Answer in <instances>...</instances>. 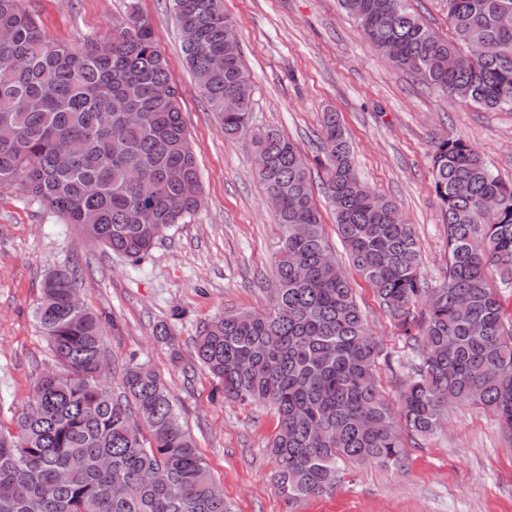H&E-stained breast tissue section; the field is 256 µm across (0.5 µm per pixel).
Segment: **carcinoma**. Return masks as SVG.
<instances>
[{
  "label": "carcinoma",
  "mask_w": 512,
  "mask_h": 512,
  "mask_svg": "<svg viewBox=\"0 0 512 512\" xmlns=\"http://www.w3.org/2000/svg\"><path fill=\"white\" fill-rule=\"evenodd\" d=\"M453 37L410 0H341L379 53L429 90L487 110L512 109V0H446ZM194 32L186 64L209 75L204 97L227 138L248 137L274 214V288L262 311L214 316L197 358L224 399L277 418L269 448L276 487L293 501L332 492L338 463L402 467L405 438L424 440L451 404L492 412L512 436V185L467 140L433 143L432 188L447 234V269L431 286L412 225L358 176L334 112L320 125L323 193L337 235L380 307L415 353L395 400L378 388L384 353L328 244L303 154L281 132L251 124L253 84L223 0H171ZM122 100L140 114L123 124ZM27 195L86 237L139 263L202 205L199 169L168 63L147 19L112 38L50 41L25 0H0V185ZM154 221L142 222L141 210ZM76 274H46L35 319L56 367L42 371L9 426L0 424V512H231L166 384L147 362L104 381L106 333L74 307Z\"/></svg>",
  "instance_id": "carcinoma-1"
}]
</instances>
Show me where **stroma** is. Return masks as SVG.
<instances>
[{
    "instance_id": "obj_1",
    "label": "stroma",
    "mask_w": 512,
    "mask_h": 512,
    "mask_svg": "<svg viewBox=\"0 0 512 512\" xmlns=\"http://www.w3.org/2000/svg\"><path fill=\"white\" fill-rule=\"evenodd\" d=\"M55 42L102 41L136 13L149 19L178 87L203 191L199 211L173 226L134 264L87 242L73 225L0 186V423L27 400L52 363L35 318L45 274L76 272L82 301L107 330L113 393L131 360L149 362L169 387L232 512H512V441L488 412L458 404L403 467L340 464L334 491L286 502L267 448L277 419L225 401L197 361L195 341L225 309L259 310L273 285L276 227L256 176L249 139L224 133L187 69L168 0H26ZM254 86L252 123L293 140L312 172L323 113H337L359 177L393 199L414 225L422 273L446 272V233L432 190V143L460 136L512 184V111L490 112L429 91L393 69L338 0H224ZM357 301L393 362L411 353L372 288L351 272ZM167 328L170 339L156 337Z\"/></svg>"
}]
</instances>
